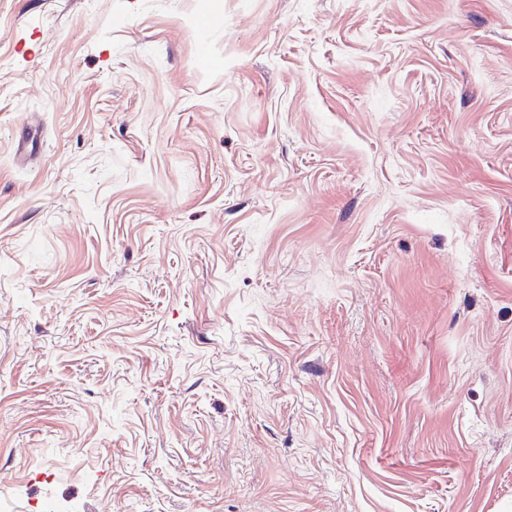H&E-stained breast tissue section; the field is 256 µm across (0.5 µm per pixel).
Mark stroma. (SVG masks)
I'll return each instance as SVG.
<instances>
[{
    "instance_id": "stroma-1",
    "label": "stroma",
    "mask_w": 512,
    "mask_h": 512,
    "mask_svg": "<svg viewBox=\"0 0 512 512\" xmlns=\"http://www.w3.org/2000/svg\"><path fill=\"white\" fill-rule=\"evenodd\" d=\"M0 494L512 512V0H0Z\"/></svg>"
}]
</instances>
